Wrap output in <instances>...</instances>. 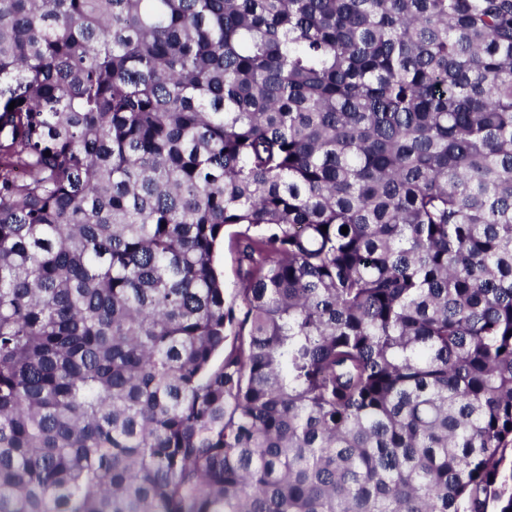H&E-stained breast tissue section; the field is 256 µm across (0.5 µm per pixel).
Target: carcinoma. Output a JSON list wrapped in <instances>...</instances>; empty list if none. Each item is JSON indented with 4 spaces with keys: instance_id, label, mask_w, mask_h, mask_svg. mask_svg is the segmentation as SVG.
Wrapping results in <instances>:
<instances>
[{
    "instance_id": "cac0c4a2",
    "label": "carcinoma",
    "mask_w": 512,
    "mask_h": 512,
    "mask_svg": "<svg viewBox=\"0 0 512 512\" xmlns=\"http://www.w3.org/2000/svg\"><path fill=\"white\" fill-rule=\"evenodd\" d=\"M0 512H512V0H0ZM235 254L229 247V238L226 235L224 239V246L221 248L218 255V262L220 270L224 274V287L229 293L234 291L236 288L237 276H236V259Z\"/></svg>"
}]
</instances>
